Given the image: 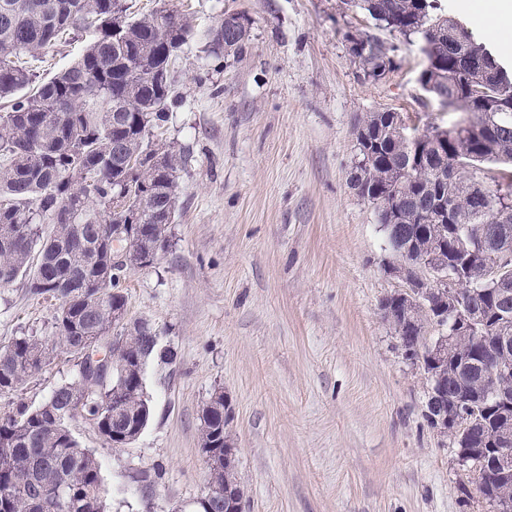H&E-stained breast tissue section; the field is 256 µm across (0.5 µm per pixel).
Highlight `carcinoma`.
Listing matches in <instances>:
<instances>
[{"label": "carcinoma", "mask_w": 512, "mask_h": 512, "mask_svg": "<svg viewBox=\"0 0 512 512\" xmlns=\"http://www.w3.org/2000/svg\"><path fill=\"white\" fill-rule=\"evenodd\" d=\"M374 22L376 28L405 38L417 37L426 64L420 85L446 80L442 93L430 92L444 109L474 112L498 135L486 139L485 150L461 133L448 138L446 130L402 132L389 121L379 144L366 150L357 144L359 160L350 176L358 194L376 205L379 223L390 234L391 222L401 232V248L409 256L436 255L447 273L461 280L466 308L477 309L485 328L457 335L451 351L424 366L429 383L443 389L445 403L466 398L472 427L452 432L459 452L497 448L501 436H512V423L502 415L494 385L512 389V377L494 382L483 360L496 346L497 336L512 333V305L497 304L494 276L512 279V265L493 271L482 258L463 250L468 240L496 224L512 225V208L499 209L512 199V170L488 186L485 209L475 203L474 169L483 163L512 164V72L487 47L476 42L461 24L447 45L434 32L448 24L438 13V0H345ZM92 39L68 67L46 81L25 65L40 51L76 32ZM192 27L177 10L132 17L126 0H0V275L11 282L27 279L36 294L59 300L54 336L45 341L23 336L0 350V392L22 388L47 365L55 348L77 356L89 336L127 332L117 355L122 365L105 379L89 380L84 370L59 386L38 407L23 403L0 417V512H103L100 466L72 434L67 410L81 404L97 419V431L115 448L134 441L150 416L143 388L147 361H173L169 349H158L155 332L139 320L127 326L119 312L126 309L122 291L126 270L153 265L157 246L167 248L173 223L179 173L189 153L155 137L179 101L172 73ZM361 64L373 72H389L394 62L379 37L365 34ZM248 32L224 34L214 28L204 52L242 55ZM499 71L500 87L490 88L483 103H471V87L483 77V67ZM453 162L458 176L445 174ZM124 204L112 206V195ZM454 222H448V215ZM40 224H54L53 235L42 241L38 257L32 247ZM123 227L119 248L112 229ZM126 252L127 268L112 265L111 254ZM406 324L405 335L421 336L425 324L443 330L451 320L438 319L434 310L390 296ZM122 404L123 433L112 436V390ZM202 451L211 476L201 498L212 512H224V490L243 503L244 487L235 466L224 462L228 439L224 427L231 415L224 392L216 390L201 412ZM486 471L478 491L495 506L512 497V474L500 475L484 458ZM65 487L62 497L52 489Z\"/></svg>", "instance_id": "obj_1"}]
</instances>
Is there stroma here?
I'll list each match as a JSON object with an SVG mask.
<instances>
[{
    "label": "stroma",
    "mask_w": 512,
    "mask_h": 512,
    "mask_svg": "<svg viewBox=\"0 0 512 512\" xmlns=\"http://www.w3.org/2000/svg\"><path fill=\"white\" fill-rule=\"evenodd\" d=\"M128 3L179 9L196 37L164 127L190 152L168 247L124 282L128 321H147L175 360L147 363L151 417L129 445L70 423L100 463L108 512H194L208 479L200 414L217 389L232 410L243 512H493L464 493L455 444L425 416L427 378L381 310L404 284L384 270L375 206L349 183L367 113L422 130L461 118L418 83L419 40L381 32L394 68L372 81L346 41L371 24L343 0ZM225 13L248 18L249 39L242 58L214 60L202 48ZM87 41L59 42L32 67L50 79ZM57 306L21 280L0 288V348L51 338ZM77 372L58 355L0 393V416L43 404Z\"/></svg>",
    "instance_id": "stroma-1"
}]
</instances>
